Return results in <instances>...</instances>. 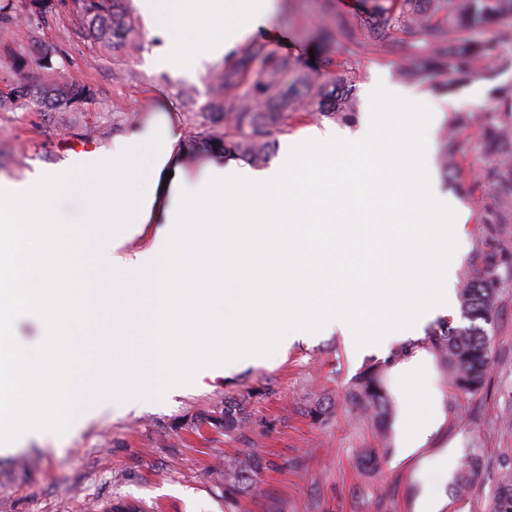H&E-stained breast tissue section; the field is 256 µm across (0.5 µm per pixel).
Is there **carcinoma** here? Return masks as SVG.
<instances>
[{"label": "carcinoma", "mask_w": 512, "mask_h": 512, "mask_svg": "<svg viewBox=\"0 0 512 512\" xmlns=\"http://www.w3.org/2000/svg\"><path fill=\"white\" fill-rule=\"evenodd\" d=\"M90 29L98 38L124 44L133 31L131 21L116 11V0H83ZM411 31L415 39L406 42L401 34ZM486 32L501 42L512 41V0H361L354 22L339 24L335 34L322 30L319 36L331 39L341 54L369 48L377 54L400 52L409 61L407 74L413 79L439 75L445 66L457 73L476 77V62L489 56L495 42L485 40ZM262 61L255 71L252 63ZM224 94V133L209 140V146L226 157L243 158L254 165L266 163L275 142L274 134L288 130L293 113L302 109L319 113L341 124H352L357 110L347 75L329 80L317 63L307 70L296 69L291 59L265 43H255L224 69L216 84ZM42 91L55 101L69 105L87 98V91L68 83H48ZM31 93L27 84L0 91V108ZM512 132V93L502 97L497 120L485 128V148L499 151L503 137ZM496 221L512 215V162L496 167ZM482 269L469 275L460 290L462 318L466 325L444 322L430 335L431 347L452 368L454 383L464 393L480 390L489 366L490 337L486 326L495 318L497 272L493 264L480 258ZM346 398L353 409L385 418L392 412L385 369L370 365L356 375ZM264 465L253 450L224 461V492H243L252 475ZM481 466L477 456L467 458L456 479V490L468 488ZM495 512H512V481L506 479L496 491Z\"/></svg>", "instance_id": "cac0c4a2"}]
</instances>
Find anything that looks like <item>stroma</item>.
<instances>
[{"mask_svg": "<svg viewBox=\"0 0 512 512\" xmlns=\"http://www.w3.org/2000/svg\"><path fill=\"white\" fill-rule=\"evenodd\" d=\"M266 21L273 40L256 41L291 56L298 66L311 57L325 59L330 76H353L358 119L383 111L371 102L367 87L380 73L391 84L419 93L417 111H442V120L423 130L432 156L446 139L458 149L447 171L438 172L439 188L471 211L465 225V253L457 280L472 272V259L494 255L502 279L490 336V368L484 387L460 392L450 369L433 358V378L444 395L448 418L420 457L393 463L394 446L380 444L371 416L352 411L344 391L354 376L384 363L392 348L352 355L339 333L292 341L261 364L239 366L231 374L199 370L182 392L160 390L145 404L122 402L83 421L81 409L91 367L74 374L66 403L78 428L25 440L0 451V512H112L113 504L135 505L141 512H414L422 484L443 501L441 512H492L497 486L512 478V223L490 225L494 190L490 172L497 156L482 146V132L503 92L512 91V42L499 44L482 64L480 77L411 80L399 73L400 58L361 52L346 58L334 48L317 46L313 35L354 20L357 0H275ZM9 21L0 23V89L13 83L40 87L47 73L84 86L89 96L67 106L34 96L0 109V175L22 179L46 169L70 168L77 182L86 173L74 166V144L111 149L153 112L165 110L182 132V143L204 158L208 136L222 133L210 122L219 101L212 92L216 73L243 51L235 46L221 62L197 78L178 69H161L150 58L163 37L150 35L134 0H119L134 31L126 45L113 47L89 31L82 0H64L45 19L30 20L29 0H0ZM451 87L442 91L439 80ZM469 121L458 125L461 111ZM239 409L241 426L224 432L208 417L225 406ZM458 442L457 455H480L483 466L463 494L438 469H423L442 448ZM377 449V468H362L358 458ZM259 451L265 468L244 493L231 496L216 472L225 456Z\"/></svg>", "mask_w": 512, "mask_h": 512, "instance_id": "35a3bbf8", "label": "stroma"}]
</instances>
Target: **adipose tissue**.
<instances>
[{
    "label": "adipose tissue",
    "instance_id": "ef3b65f1",
    "mask_svg": "<svg viewBox=\"0 0 512 512\" xmlns=\"http://www.w3.org/2000/svg\"><path fill=\"white\" fill-rule=\"evenodd\" d=\"M153 35L188 31L154 59L195 76L264 25L274 0H136ZM387 124L355 134L312 129L277 167L207 161L191 176L181 134L159 112L110 150L92 154L79 222L57 203L72 172L0 177V333L40 317L42 345L0 351V445L39 436L56 413L60 367L92 359L95 416L113 399L135 405L157 374L180 388L189 369L249 363L283 331L340 332L356 355L418 335L455 301L465 208L440 192L418 129L436 112H402L410 92L378 81ZM150 245L125 257L132 234ZM416 351L395 364L397 461L425 448L446 421Z\"/></svg>",
    "mask_w": 512,
    "mask_h": 512
}]
</instances>
